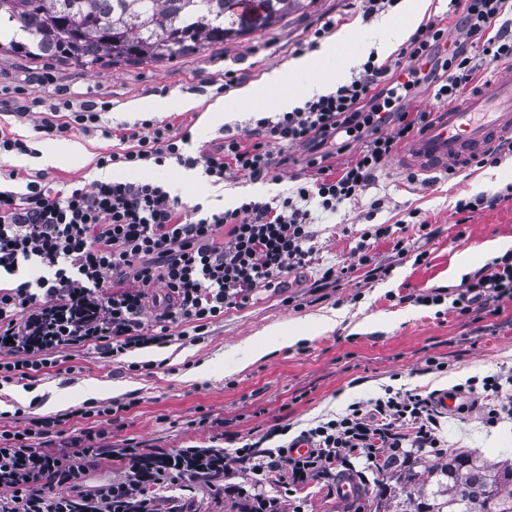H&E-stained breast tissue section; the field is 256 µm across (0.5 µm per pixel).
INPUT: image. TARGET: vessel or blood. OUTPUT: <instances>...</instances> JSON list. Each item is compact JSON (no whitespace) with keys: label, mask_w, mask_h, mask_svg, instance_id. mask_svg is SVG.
<instances>
[{"label":"vessel or blood","mask_w":512,"mask_h":512,"mask_svg":"<svg viewBox=\"0 0 512 512\" xmlns=\"http://www.w3.org/2000/svg\"><path fill=\"white\" fill-rule=\"evenodd\" d=\"M512 138V63L495 66L485 83L435 112L396 159L399 168L430 175L465 172L496 140Z\"/></svg>","instance_id":"b4317fda"}]
</instances>
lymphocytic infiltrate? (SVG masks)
<instances>
[{
  "mask_svg": "<svg viewBox=\"0 0 512 512\" xmlns=\"http://www.w3.org/2000/svg\"><path fill=\"white\" fill-rule=\"evenodd\" d=\"M458 40L430 21L396 57H368L361 71L334 92L304 106L255 120L245 132H225L198 156L185 154L190 130L145 119L120 126L117 149L101 153L99 168L146 169L172 159L203 167L220 183L263 181L294 165L301 149L313 175L292 195L243 198L235 208L189 206L152 180L70 183L60 189L28 180L25 194L0 189V273L38 268L34 280L0 289V385L37 382L60 369L69 350L94 346L119 362L135 349L200 341L225 310L260 287L281 283L310 263L316 214L357 202L389 156L427 122L409 103L423 88L454 101L476 83L484 63L512 60V35L492 25L512 0H451ZM112 109L104 99L49 104L33 120L36 132L64 136ZM343 155L332 163L333 154ZM512 300V252L475 273L452 301L466 314L475 302ZM440 413L433 397L385 389L369 402L304 431L308 454L291 456L261 442L236 450L252 487L282 477L296 485L348 467L352 455L375 464L381 450L398 456L403 445L437 448ZM67 415L26 416L0 431V512H124L143 498L146 483L176 473L208 482L220 472H186L182 456H165L157 473L129 468L123 476L85 490L89 467L110 453L103 427L82 429L70 450L50 447Z\"/></svg>",
  "mask_w": 512,
  "mask_h": 512,
  "instance_id": "obj_1",
  "label": "lymphocytic infiltrate"
}]
</instances>
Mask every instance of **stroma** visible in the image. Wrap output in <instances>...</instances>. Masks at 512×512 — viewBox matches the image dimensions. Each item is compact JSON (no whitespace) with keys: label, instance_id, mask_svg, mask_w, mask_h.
I'll return each mask as SVG.
<instances>
[{"label":"stroma","instance_id":"35a3bbf8","mask_svg":"<svg viewBox=\"0 0 512 512\" xmlns=\"http://www.w3.org/2000/svg\"><path fill=\"white\" fill-rule=\"evenodd\" d=\"M407 0L380 17L363 19L360 0H316L306 11L288 15L270 29L235 41L207 44L185 57L163 63L126 67L109 65L82 74L48 61H29L0 54V98L11 99L14 88L30 85L35 77L48 73L52 83L32 87V111L39 112L57 95L81 101L106 98L111 111L101 113L98 127L76 130L66 137H48L19 122L13 112L0 110V128L29 137L31 153L0 159V167L19 172L16 180L1 183L16 193L25 190V175L42 172L53 188L71 181L92 182L95 159L111 149L113 142L103 136L106 128L134 124L152 117L174 127H189L187 153L218 143L225 129L248 127L254 113L275 110L278 93L293 95L294 106L307 99L302 88L322 83L324 92L351 80L358 64L369 54L390 57L380 20L407 24L416 32L421 21H435L449 29L456 39L449 0H428L421 19H407ZM335 19L332 33L310 45L311 31L327 19ZM311 58V69L298 72L292 63ZM236 71L239 80L223 94H214L213 84L224 81L225 70ZM280 71L282 82L269 88L265 79ZM251 87L257 94L242 98L240 89ZM157 97L192 98L194 105L151 113L126 111L134 101ZM222 102L224 116L215 119L211 107ZM76 146L79 154L47 165L43 155L54 146ZM113 179L134 182L149 175L171 195L188 204H202L208 210L234 207L245 196L267 199L287 195L295 177L310 174L305 162L281 172L278 179L253 183L228 180L212 183L202 168L186 169L175 164L158 166L148 173L123 167L110 170ZM512 184V159L495 166L471 168L455 178L418 176L397 169L387 160L358 203L313 224L317 252L311 263L291 272L275 288H262L244 305L225 311L209 336L196 344L174 342L160 347L154 369L130 372L119 364L99 358L93 348L70 350L72 374L48 373L33 388L14 383L0 387V427L9 428L15 411L36 415L69 414L62 434L54 441L67 450L75 429L87 427L77 411L91 402L107 403L134 398L136 405L120 423L109 426V440L122 446L124 440L138 442L144 451L156 449L170 454L184 448L214 449L228 461L223 491L188 480L170 478L161 485H149L148 496L162 512L174 505L194 502L198 512H237L235 487L244 484L246 469L234 451L259 438L277 424L289 425L290 436L316 421L334 416L355 401H367L383 394L385 388L402 393H444L482 381L489 375L512 374V301L458 314L450 301L422 305L416 298L443 288L456 293L468 274L478 272L487 262L482 252L491 240L512 242V200L460 219L457 200L477 195L492 196ZM405 221L403 238L410 254L397 256L390 239L373 241L370 252L389 266L388 276L367 278L366 269L354 262L353 250L363 229L371 224ZM427 221L431 235H424L419 221ZM424 260H417V253ZM467 256V272H455L458 256ZM351 266L349 277L338 287L320 288L316 282L324 269ZM331 310L343 317L336 329L302 340L270 358L252 361L249 345L273 326H288ZM442 362V369H428V359ZM463 409L440 419L438 431L445 446L471 452L489 461L512 456V422L486 428L482 409L487 400L479 394L458 398ZM366 461H352L350 477L356 478L361 493L357 504L341 506L335 476L317 478L286 488L277 481L264 485L265 496L273 498L280 512H377L378 488L388 482L385 474H366Z\"/></svg>","mask_w":512,"mask_h":512}]
</instances>
